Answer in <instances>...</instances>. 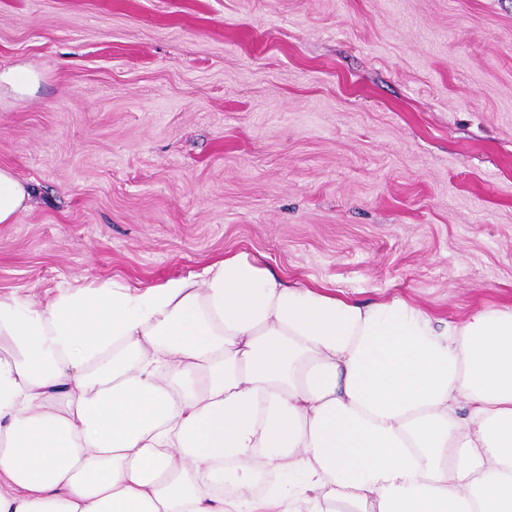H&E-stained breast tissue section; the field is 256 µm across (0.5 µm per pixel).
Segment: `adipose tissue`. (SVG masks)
Returning <instances> with one entry per match:
<instances>
[{
  "label": "adipose tissue",
  "mask_w": 512,
  "mask_h": 512,
  "mask_svg": "<svg viewBox=\"0 0 512 512\" xmlns=\"http://www.w3.org/2000/svg\"><path fill=\"white\" fill-rule=\"evenodd\" d=\"M32 195L0 167V224ZM0 512H512V305L451 323L246 251L0 294Z\"/></svg>",
  "instance_id": "1"
}]
</instances>
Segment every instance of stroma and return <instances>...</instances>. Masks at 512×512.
<instances>
[{
    "label": "stroma",
    "instance_id": "35a3bbf8",
    "mask_svg": "<svg viewBox=\"0 0 512 512\" xmlns=\"http://www.w3.org/2000/svg\"><path fill=\"white\" fill-rule=\"evenodd\" d=\"M0 293L246 251L449 322L512 305V0H0ZM37 75L22 68H8L0 71V91L9 89L13 94L23 96L37 83ZM33 189L8 167H0V224H14L32 205Z\"/></svg>",
    "mask_w": 512,
    "mask_h": 512
}]
</instances>
